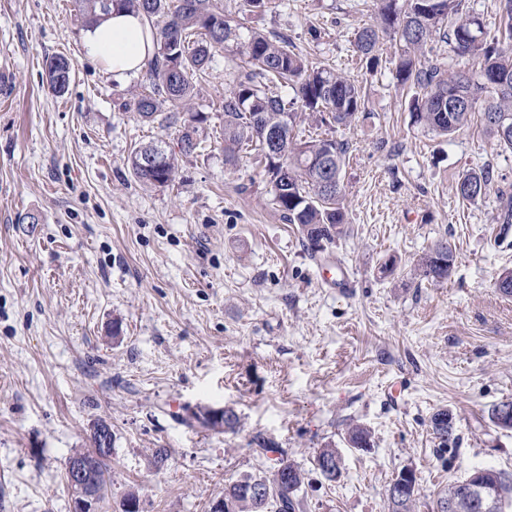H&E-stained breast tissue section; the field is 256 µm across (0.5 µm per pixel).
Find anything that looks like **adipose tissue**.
Masks as SVG:
<instances>
[{"label": "adipose tissue", "mask_w": 512, "mask_h": 512, "mask_svg": "<svg viewBox=\"0 0 512 512\" xmlns=\"http://www.w3.org/2000/svg\"><path fill=\"white\" fill-rule=\"evenodd\" d=\"M88 52L119 79L136 76L155 52L156 41L147 19L136 12L115 10L84 35Z\"/></svg>", "instance_id": "obj_1"}]
</instances>
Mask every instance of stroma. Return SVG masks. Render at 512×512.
Returning <instances> with one entry per match:
<instances>
[{"label":"stroma","instance_id":"stroma-1","mask_svg":"<svg viewBox=\"0 0 512 512\" xmlns=\"http://www.w3.org/2000/svg\"><path fill=\"white\" fill-rule=\"evenodd\" d=\"M218 0L242 30L285 35L297 52L362 82L365 110L350 127L304 123L300 135L346 141L348 232L314 258L272 203L252 155L224 163V95L239 55L217 50L190 112L200 152L177 157L166 187H146L126 162L152 140L178 147L177 127L139 120L145 74L118 80L91 57L78 0H0V512H72L68 457L112 432L109 485L97 512H210L229 482L270 469L279 454L310 471L300 512H388L404 468L418 476L414 512H436L448 484L478 467L512 472V429L491 409L512 400V296L494 282L512 270V228L497 224L512 192V152L480 119L449 138L415 123L387 64L366 72L355 37L376 0H271L250 12ZM74 65L63 95L44 64ZM493 167L477 203L455 185ZM35 224L20 223L25 214ZM447 239L454 265L438 284L414 265ZM395 259L393 274L379 267ZM345 267L352 286L327 287ZM230 408L235 430L185 423L197 408ZM449 441L434 434L439 410ZM371 431L348 447L350 425ZM263 434L277 449L256 453ZM343 457L335 481L311 472L319 448ZM169 459L155 468L153 452Z\"/></svg>","mask_w":512,"mask_h":512}]
</instances>
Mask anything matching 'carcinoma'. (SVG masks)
Instances as JSON below:
<instances>
[{
    "instance_id": "obj_1",
    "label": "carcinoma",
    "mask_w": 512,
    "mask_h": 512,
    "mask_svg": "<svg viewBox=\"0 0 512 512\" xmlns=\"http://www.w3.org/2000/svg\"><path fill=\"white\" fill-rule=\"evenodd\" d=\"M380 22L362 28L356 48L374 71L380 64L379 43L389 37L400 43L401 53L392 69L397 83L413 89L409 110L415 121L430 133L448 137L471 123L481 113L482 124L496 146L512 151V0H503L499 36L487 40L483 20L461 14V0H380ZM143 14L156 25L158 51L150 62L149 90L133 102L136 115L144 122L180 124V152L190 155L202 149L197 137L198 119L180 118V110L192 97L194 78L205 74L213 52L236 42L243 57V71L224 95V164H236L239 153L248 151L259 158L270 175L273 204L298 230L312 253L324 251L345 233L342 169L348 144L334 138H306L295 133L297 122L313 119L327 127H347L365 108L362 85L323 62H309L294 51L285 35L269 37L250 30L243 36L230 24L224 9L215 0H80L83 19L90 24L112 9ZM448 46L457 57L480 60L474 81L467 72L453 70L440 57L438 44ZM48 88L63 94L72 78L70 59L55 55L46 59ZM293 92L288 97L286 92ZM301 111H293L295 105ZM277 129L288 139V151L276 158L264 132ZM128 167L145 186L163 187L172 182L176 158L166 142H150L136 148ZM494 175L488 167L468 171L456 182V193L475 203L493 187ZM496 221L512 223V194L499 192ZM454 252L446 239L428 248L414 266L421 281L441 282L448 278ZM447 410L433 414L434 433L446 441L452 435ZM196 421L214 430L232 429L236 413L224 410V420L198 417ZM346 442L355 448L370 447L371 431L364 425L349 428ZM290 480L279 478V467L268 473L247 475L224 486L227 512H297L298 492L307 472L288 462ZM93 478L98 500L105 498L108 471L105 459L94 463ZM257 480L265 489L264 498L255 499L244 482ZM479 481L494 488L496 496L512 505V472L477 468L470 477L448 484L437 501V512H482L477 500L467 492L466 482ZM389 512H413L416 492L398 501L387 496Z\"/></svg>"
}]
</instances>
